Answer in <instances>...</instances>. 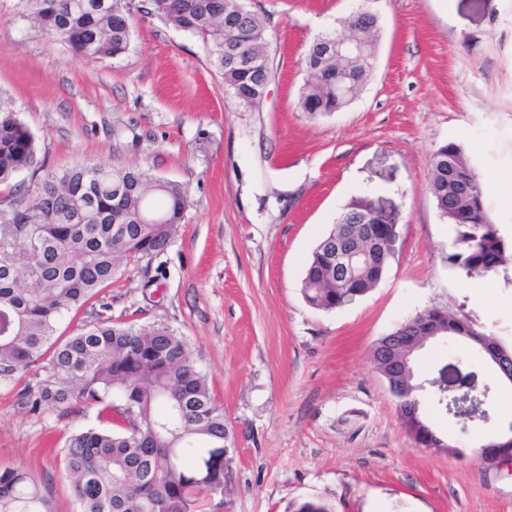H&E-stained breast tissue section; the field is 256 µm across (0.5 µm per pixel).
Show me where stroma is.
<instances>
[{"instance_id":"35a3bbf8","label":"stroma","mask_w":512,"mask_h":512,"mask_svg":"<svg viewBox=\"0 0 512 512\" xmlns=\"http://www.w3.org/2000/svg\"><path fill=\"white\" fill-rule=\"evenodd\" d=\"M363 0H247L268 20L272 76L259 104L224 91L202 40L134 15L129 50L76 57L18 0H0V99L35 137L42 171L0 186V209L45 173L83 163L148 169L183 184L190 205L168 249L123 264L105 294L113 316L185 336L229 427L223 492L200 512H512V465L476 449L512 429V384L475 343L440 337L417 354L426 419L461 455L407 433L372 361L375 343L420 311L466 317L512 349V267L472 279L452 267L454 231L429 190V161L454 142L481 178L485 206L512 241V0H373L375 66L346 108L298 106L301 58ZM399 226L388 271L333 311L302 295L308 258L354 199ZM488 387L489 418L460 430L435 405L444 366ZM43 364L0 382V466L26 469L54 512H77L61 450L99 427L95 408L31 411Z\"/></svg>"}]
</instances>
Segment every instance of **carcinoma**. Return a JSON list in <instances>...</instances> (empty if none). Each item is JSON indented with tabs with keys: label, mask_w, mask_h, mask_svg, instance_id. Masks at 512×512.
<instances>
[{
	"label": "carcinoma",
	"mask_w": 512,
	"mask_h": 512,
	"mask_svg": "<svg viewBox=\"0 0 512 512\" xmlns=\"http://www.w3.org/2000/svg\"><path fill=\"white\" fill-rule=\"evenodd\" d=\"M41 29L64 42L79 58H117L130 47L133 11L157 17L200 37L224 90L239 104L261 99L269 77L268 27L257 12L247 13L230 36L224 3L235 0H22ZM253 63L240 68L235 56ZM305 68H318L302 86L299 106L311 117L327 116L350 100L336 93L312 42ZM33 133L0 103V183L38 165ZM429 168V190L440 216L454 228L456 252L448 262L467 277L497 271L508 260V243L492 224L484 186L462 147L440 146ZM189 206L186 188L140 167L106 164L75 166L45 174L38 192L0 210V382L37 364L52 349L49 374L25 392L31 409H68L84 403L98 408L108 427L70 436L63 464L78 512H197L202 491L224 489V469L215 467L208 484L193 476L204 448H222L229 429L213 400L206 377L195 366L184 336L166 324L137 326L115 321L112 303L64 342L57 325L71 311L99 297L123 262L151 260L164 252ZM161 217L142 223V213ZM385 220L377 272L385 275L396 255L398 225ZM334 225L312 252L302 294L313 308L332 311L352 304L378 281L339 280L328 260ZM435 320L480 344L495 339L475 331L460 317L430 308L409 320ZM406 354L405 375L392 392L397 407L418 399L416 351ZM416 444L462 454L437 435L423 414L399 413ZM0 512H54L35 479L22 468L0 467Z\"/></svg>",
	"instance_id": "cac0c4a2"
}]
</instances>
